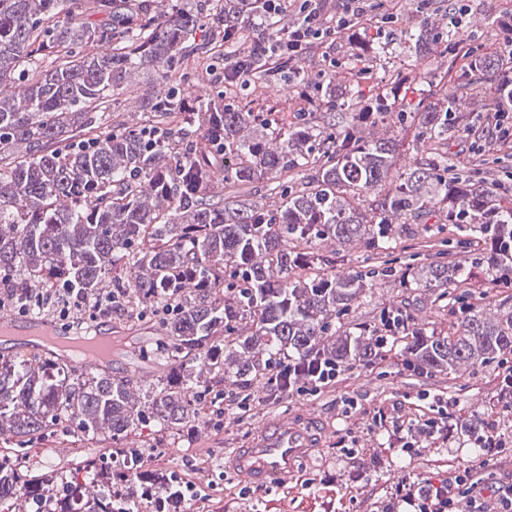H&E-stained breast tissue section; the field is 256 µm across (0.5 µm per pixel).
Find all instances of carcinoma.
Segmentation results:
<instances>
[{
  "instance_id": "obj_1",
  "label": "carcinoma",
  "mask_w": 512,
  "mask_h": 512,
  "mask_svg": "<svg viewBox=\"0 0 512 512\" xmlns=\"http://www.w3.org/2000/svg\"><path fill=\"white\" fill-rule=\"evenodd\" d=\"M71 2L0 0V278L22 300L55 280L89 295L110 286L144 313L160 302L176 306L162 336L142 348L169 367L166 385L146 402L160 426L199 420L204 374L251 393L287 394L329 372L373 365L396 344L408 367L429 376L512 356V309L486 321L472 272L512 281V198L479 175L481 159L458 171L448 154L475 113L512 102L499 88L496 106L482 102L484 77L504 70L501 57L472 54L456 72L455 86L474 96L471 111H458L456 94L446 93L398 113L417 123L423 154L399 171L395 138L356 136L387 122V94L366 99L350 89L353 111L286 131L223 105L219 93L199 100L188 123L168 111L221 23L240 28L253 12L243 0H177L163 10L158 0H95L104 19L91 27L72 22ZM456 35L403 16L395 41L425 55ZM301 59L293 56L281 77L258 66L248 81L297 85ZM143 66L167 86L147 99V123L103 129L99 113ZM145 129L155 138H144ZM199 135L221 138L224 154L204 150ZM219 177L228 192L217 199ZM265 179L279 196L272 208L253 200L254 183ZM371 196V208H359ZM433 218L474 237L478 251L460 258L439 249L430 262L395 256L398 229ZM326 239L366 243L389 259L364 274H329L313 251ZM392 276L438 300L453 295L448 331L421 327L405 303L382 307L369 327L336 329L339 316ZM131 394V380L94 368L70 377L55 360L0 357V437L32 439L69 416L89 433L107 428L115 441L141 415ZM97 483L86 512H110L109 482ZM20 497L29 512L44 508L40 490L0 465V503Z\"/></svg>"
}]
</instances>
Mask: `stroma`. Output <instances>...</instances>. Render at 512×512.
<instances>
[{"mask_svg":"<svg viewBox=\"0 0 512 512\" xmlns=\"http://www.w3.org/2000/svg\"><path fill=\"white\" fill-rule=\"evenodd\" d=\"M466 3L460 32L448 52L425 59L403 48L389 52L376 63L377 81L360 83L361 93L372 96L387 91L389 74L399 72L407 78V100L426 106L446 88L424 79L425 71L442 74L449 65H462L471 54L498 53L504 36L498 20L512 14V0ZM348 54L346 40L339 39L319 46L301 66L314 81L329 77L344 86L351 80L342 69ZM129 81L133 91L119 95L117 104L106 113L108 121L129 125L142 122L143 99L157 95L163 87L155 73L147 70L132 72ZM236 104L279 123L306 110L310 121L319 124L329 110L324 103L305 107L298 91L282 83L247 88ZM317 249L327 258L330 273L366 270L372 254L371 249L330 240L319 242ZM404 300L409 301L410 312L422 327L447 330L448 312L434 295L405 290L391 279L379 282L372 294L353 305L350 319L355 323L372 321L380 308ZM110 321L114 332L128 339L113 357L110 373L131 379L137 386V400H144L159 387L164 370L143 361L137 350L141 342L159 336L161 323L135 313H115ZM505 369V362L497 360L460 369L452 376L426 378L404 369L399 351L392 350L376 366L342 372L333 389H307L277 397L264 394L254 400L250 411L226 410L222 419H203L189 432L174 428L161 434L146 418L128 440L142 449L159 448L162 457L158 469L177 471L189 464L194 472L205 473L206 491L215 512H405V505L395 497L399 481L420 483L477 466L479 451L460 424L473 414L500 411L499 380ZM304 412L318 419L325 437L315 456L300 463L294 480L249 489L225 472V452L247 444L268 418L283 413L295 417ZM379 412L389 420L412 423L431 415L446 421L448 429L443 435L415 442L413 448H397L376 425L374 416ZM53 444L65 445V454H52L49 447ZM120 460L111 441L99 434L87 435L72 419L60 421L44 437L22 445L0 438V461L39 476L53 471L75 479L84 473L86 462H93L99 470H115Z\"/></svg>","mask_w":512,"mask_h":512,"instance_id":"obj_1","label":"stroma"}]
</instances>
